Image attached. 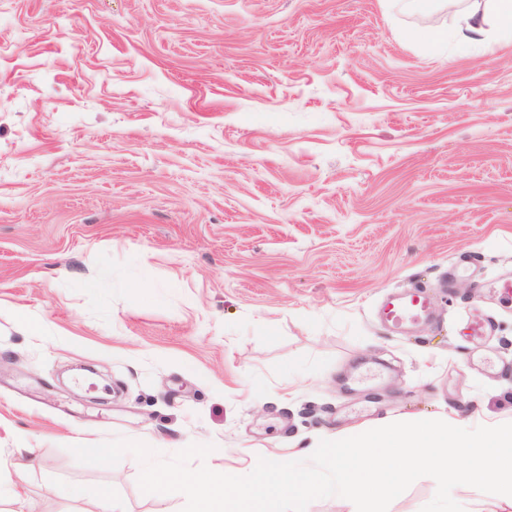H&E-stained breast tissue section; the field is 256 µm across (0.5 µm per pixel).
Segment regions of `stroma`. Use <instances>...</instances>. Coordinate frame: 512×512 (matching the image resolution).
I'll return each mask as SVG.
<instances>
[{"label": "stroma", "instance_id": "35a3bbf8", "mask_svg": "<svg viewBox=\"0 0 512 512\" xmlns=\"http://www.w3.org/2000/svg\"><path fill=\"white\" fill-rule=\"evenodd\" d=\"M451 25L387 0H0V459L34 512L100 485L182 512L134 455L74 445L209 444L244 476L319 433L512 416V41L406 36ZM415 287L434 316L393 334L378 306Z\"/></svg>", "mask_w": 512, "mask_h": 512}]
</instances>
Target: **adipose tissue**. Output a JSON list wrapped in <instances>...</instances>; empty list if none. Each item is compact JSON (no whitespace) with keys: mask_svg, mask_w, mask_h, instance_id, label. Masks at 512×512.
<instances>
[{"mask_svg":"<svg viewBox=\"0 0 512 512\" xmlns=\"http://www.w3.org/2000/svg\"><path fill=\"white\" fill-rule=\"evenodd\" d=\"M392 9L412 15H428L437 9L449 10L453 30L433 29L427 36L434 41L454 37L471 43L492 37L512 41V0H389Z\"/></svg>","mask_w":512,"mask_h":512,"instance_id":"obj_1","label":"adipose tissue"}]
</instances>
